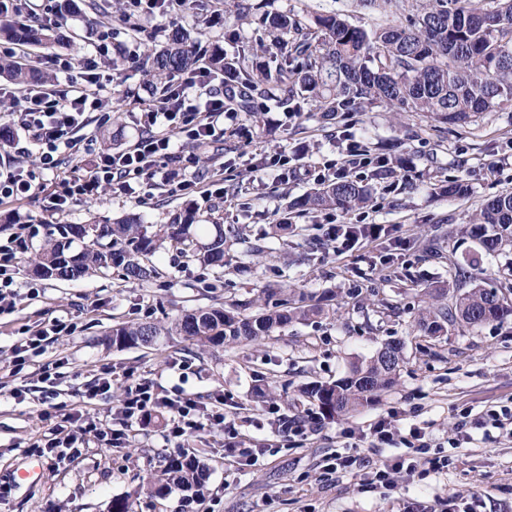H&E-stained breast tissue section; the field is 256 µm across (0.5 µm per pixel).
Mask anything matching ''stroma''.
Here are the masks:
<instances>
[{
	"mask_svg": "<svg viewBox=\"0 0 512 512\" xmlns=\"http://www.w3.org/2000/svg\"><path fill=\"white\" fill-rule=\"evenodd\" d=\"M427 2L398 0V8L386 12L364 6L362 0H259L268 13H336L366 30L404 24ZM70 5L64 26L75 39V54L104 42L127 58L118 79L102 91L114 109L111 121L101 123L98 112H90L82 131L91 142L89 152H100V132L106 128L120 130L123 145H131L135 113L147 111L155 101L145 84L144 54L170 23L160 18L135 32L118 20L123 0H70ZM178 22L202 29L211 46L221 48L234 15L218 12L216 0H197L196 9H183ZM236 126L233 137L191 148L196 158L191 170L206 187L222 168H232L239 193L220 198L214 218L226 233L242 228L250 239H265L268 252L251 256L245 245L236 243L230 248L234 263L204 268L167 247L152 256L158 273L144 284L124 281L113 269L60 282L34 275L28 262H21L14 308L0 315V486L11 490L0 502V512H112L113 501L125 498L131 499L132 512H407L418 504L433 512H448L452 505L458 512H512V437L481 426L486 410L512 406V316L455 326L439 338L418 325L432 289H443V302L451 303L452 259L478 256L473 269L477 284L498 289L512 304V243L489 253L463 231L487 200L512 191V108L457 125L428 112L376 106L337 127L304 115L291 117L275 107L265 113L263 124L242 114ZM399 142L411 165L408 179L396 174L379 180L367 168L349 167L370 194L368 207L311 214L298 218L299 234L285 240L270 236L285 203L315 188L310 167L343 160L352 144L390 154ZM284 147L306 149L305 167L289 170L281 180L271 175L255 180L253 167ZM454 178L467 182V199L439 195V185ZM190 205L204 211L210 200L155 189L139 203L105 190L55 214L40 194L0 203V231L12 230L5 217H19L37 227L32 240L37 250L60 224H109L135 214L151 231ZM331 222L399 225L407 249L393 257L385 244L366 243L352 256H336L322 238V225ZM268 283L308 295L330 291L334 298L326 315L288 324L258 342L202 351L172 333L173 323L185 313L254 299ZM54 319L76 322L78 328L50 344L22 373L9 375L5 366L24 331ZM122 322L151 323L163 333L153 345L117 349L110 335L113 325ZM393 340L403 352L398 381L370 405L328 420L301 396L302 386L345 376L353 364L370 360ZM177 361L187 362L188 370L174 369ZM105 370L112 373L110 391L86 400L85 391ZM129 374L147 375L162 394L181 391L206 404L223 397L225 412L238 414L237 429L245 437L257 436L255 424L265 418L264 407L252 398L258 384L273 390L272 402L282 413L313 414L319 421L288 447L268 449L253 466L226 459L220 435L204 434L184 443L166 440L164 422L154 417L130 421L123 448L107 446L91 432L80 455L60 464L33 450L34 441L56 436L57 420L45 415L41 403L46 376H53L59 401L109 426L117 420ZM391 411L424 428L432 452L451 457L447 471L399 474L389 491L372 485L380 460L408 453L400 444H372L371 424ZM183 453L196 454L209 467L199 502L184 506L177 492L165 498L134 496L147 472ZM339 453L352 456L354 465L324 474L323 460ZM32 467L36 478H23V470Z\"/></svg>",
	"mask_w": 512,
	"mask_h": 512,
	"instance_id": "stroma-1",
	"label": "stroma"
}]
</instances>
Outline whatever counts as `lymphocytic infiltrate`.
Instances as JSON below:
<instances>
[{"instance_id": "1", "label": "lymphocytic infiltrate", "mask_w": 512, "mask_h": 512, "mask_svg": "<svg viewBox=\"0 0 512 512\" xmlns=\"http://www.w3.org/2000/svg\"><path fill=\"white\" fill-rule=\"evenodd\" d=\"M108 53L107 45L98 44L92 55L80 59L58 55L43 59V66L64 74L68 87L61 92L42 85L21 92L0 86V102L9 105L10 125L37 145L39 154V165L34 170L16 157L0 162V202L44 191L51 209L61 213L91 201L104 187L114 195L134 199L140 198L143 188L151 185L163 187L175 197L197 191V181L174 178L168 171L169 165L184 161L186 146L223 137L225 121L236 118L235 113L227 110L224 93L218 89L215 78L203 66L171 78L167 94L138 118L139 130L133 144L120 151L99 153L90 163H82L78 133L85 125L87 113L100 106L104 75L98 60ZM64 152L76 160L68 170L62 167L60 155ZM45 172L52 176L47 184L39 179ZM34 235L32 225L22 224L0 241V293L12 290L20 260ZM75 328L74 322L57 320L31 331L13 351L8 363L10 374H20L46 353L52 339ZM161 409L169 413L167 440L184 442L199 432L220 429L224 432L226 456L249 465L257 461L258 449L240 437L235 420L223 412L208 408L188 394H159L149 378L127 377L121 409L124 420H143ZM63 420L70 426L66 436L42 447L43 453L60 462L78 456L84 435L96 428L95 421L78 412L65 414ZM371 432L379 443L397 440L422 455L429 471L438 473L451 464L448 456L429 455L425 431L402 425L397 414L379 419Z\"/></svg>"}]
</instances>
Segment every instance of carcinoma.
<instances>
[{
    "mask_svg": "<svg viewBox=\"0 0 512 512\" xmlns=\"http://www.w3.org/2000/svg\"><path fill=\"white\" fill-rule=\"evenodd\" d=\"M313 22L322 36L296 15L264 14L255 29V44L229 37L234 53L204 44L203 31L177 26L165 34L160 48L150 49L144 72L151 88L165 90L171 76L195 70L206 61L212 72L230 73L232 84L224 93L239 111L260 120L264 106L275 101L285 112L299 113L301 99L314 103L313 115L345 126L354 113L374 105L399 112H430L444 123L466 124L483 112L512 107V0H430V5L407 18L401 26L354 27L336 14H316ZM28 39L47 46L63 38V27H30L0 19V38ZM271 38L278 53L271 62L256 60L254 46ZM0 78L24 88L50 78L30 66L0 58ZM440 194L460 198L468 193L461 179L439 187ZM369 197L361 181L344 174L319 184L313 192L288 205L276 221L275 232L293 228L292 214L323 210L360 209ZM488 252L512 239V191L489 199L463 228ZM224 225L202 224L196 209L171 214L149 234L134 216L112 224H60L57 236L44 245L30 265L41 277L77 281L112 268L129 282L145 283L155 269L144 257L165 245L194 257L204 266L226 265ZM461 284L451 304L425 310L419 325L438 338L457 323L478 326L512 315V306L497 291L474 283L471 273L454 265ZM323 312L320 302L308 303L291 288L268 286L257 298L229 307L199 308L175 323V331L201 347L256 342L291 323L308 321ZM159 334L152 325L126 323L112 327V345L123 348L148 345ZM402 350L388 341L365 364L333 382L316 383L303 392L317 402L321 414L334 418L353 412L381 391L393 387L400 361L389 353ZM208 469L197 456L185 454L167 460L147 474L136 491L156 497L165 490L192 499L202 494Z\"/></svg>",
    "mask_w": 512,
    "mask_h": 512,
    "instance_id": "cac0c4a2",
    "label": "carcinoma"
}]
</instances>
